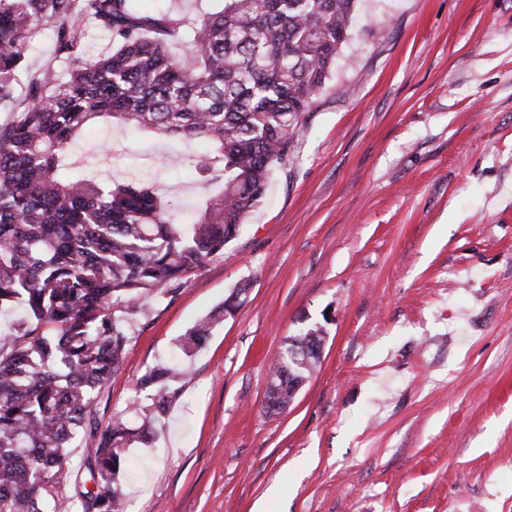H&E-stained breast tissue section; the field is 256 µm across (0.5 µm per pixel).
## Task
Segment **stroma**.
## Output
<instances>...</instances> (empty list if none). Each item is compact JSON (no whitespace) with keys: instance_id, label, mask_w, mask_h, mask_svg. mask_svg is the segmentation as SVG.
Returning a JSON list of instances; mask_svg holds the SVG:
<instances>
[{"instance_id":"1","label":"stroma","mask_w":512,"mask_h":512,"mask_svg":"<svg viewBox=\"0 0 512 512\" xmlns=\"http://www.w3.org/2000/svg\"><path fill=\"white\" fill-rule=\"evenodd\" d=\"M179 148L99 122L69 152L193 205L212 187ZM234 292L127 450V512H512V0H360L262 206L133 317L101 420ZM312 326L316 370L267 413L272 364ZM240 304L239 293L230 294L224 302L218 306L213 312L204 319L193 325L183 336L180 341L179 349L185 356L202 347L212 335L213 329L224 318L226 314H232Z\"/></svg>"}]
</instances>
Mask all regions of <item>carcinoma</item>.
Returning <instances> with one entry per match:
<instances>
[{
	"label": "carcinoma",
	"mask_w": 512,
	"mask_h": 512,
	"mask_svg": "<svg viewBox=\"0 0 512 512\" xmlns=\"http://www.w3.org/2000/svg\"><path fill=\"white\" fill-rule=\"evenodd\" d=\"M205 0L143 11L138 0H0V512H58L67 449L87 441L91 490L74 512H125V449L145 443L153 418L179 398L186 369L159 363L137 381L143 416L102 425L97 399L125 361L126 316L224 252L262 201L275 167L293 154L310 111L348 41L358 0ZM47 24L54 48L17 74ZM109 46L91 53L83 30ZM185 51L175 54L171 45ZM111 119L166 140L204 143L196 170L222 190L181 222L155 184H110L66 168L74 139ZM230 294L180 341L202 347L240 304ZM324 331L287 340L270 371L266 408L294 399L288 376L314 371Z\"/></svg>",
	"instance_id": "obj_1"
}]
</instances>
